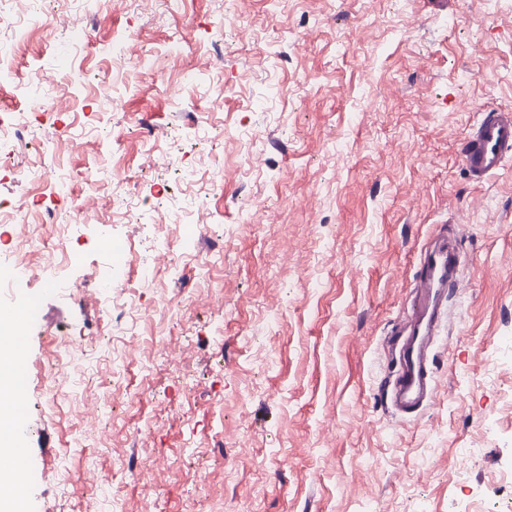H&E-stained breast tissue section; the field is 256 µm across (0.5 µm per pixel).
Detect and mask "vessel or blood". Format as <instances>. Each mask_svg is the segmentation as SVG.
I'll use <instances>...</instances> for the list:
<instances>
[{"instance_id":"b4317fda","label":"vessel or blood","mask_w":512,"mask_h":512,"mask_svg":"<svg viewBox=\"0 0 512 512\" xmlns=\"http://www.w3.org/2000/svg\"><path fill=\"white\" fill-rule=\"evenodd\" d=\"M512 157V113L483 109L466 135L461 158L472 179L482 182ZM461 252L455 239L437 238L425 248L413 281L412 303L391 338L395 369L387 393L394 409L403 414L419 410L433 390L435 374L429 349L442 318V306L451 289L462 281L458 271Z\"/></svg>"}]
</instances>
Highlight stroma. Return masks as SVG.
<instances>
[{"label":"stroma","instance_id":"obj_1","mask_svg":"<svg viewBox=\"0 0 512 512\" xmlns=\"http://www.w3.org/2000/svg\"><path fill=\"white\" fill-rule=\"evenodd\" d=\"M44 0L19 79L55 71L50 102L5 147L0 202L40 211L25 174L64 168L90 193L64 271L83 295L12 269L32 304L22 342L29 512H465L512 505V160L473 182L458 145L481 108L512 109V0ZM131 35L136 68L106 53ZM222 46L208 83L182 82ZM115 86L100 108L95 84ZM169 157L146 166L142 129ZM87 148L69 152L68 137ZM195 211L179 266L140 300H177L136 336L92 303L153 265L160 214ZM136 214L134 224L114 214ZM456 238L463 288L434 346L432 401L398 422L386 339L422 247ZM127 253L112 262L108 242ZM278 311L269 322V311ZM81 335L82 373L43 412L51 350ZM168 349L154 356L151 342ZM103 417L76 434L73 404ZM140 430L131 454L128 431ZM208 478L205 487L194 481Z\"/></svg>","mask_w":512,"mask_h":512}]
</instances>
